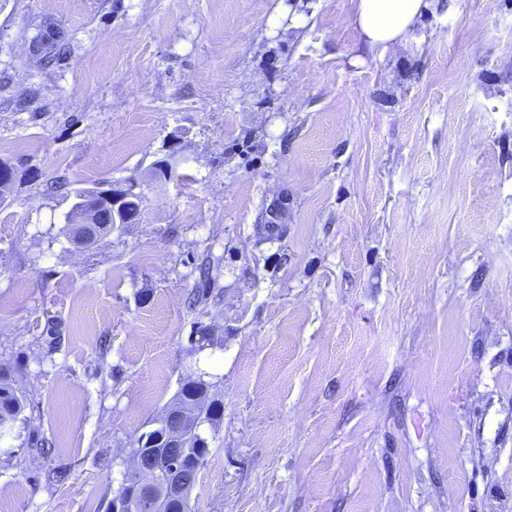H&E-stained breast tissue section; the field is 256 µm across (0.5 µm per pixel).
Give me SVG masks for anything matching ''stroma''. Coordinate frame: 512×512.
<instances>
[{
  "mask_svg": "<svg viewBox=\"0 0 512 512\" xmlns=\"http://www.w3.org/2000/svg\"><path fill=\"white\" fill-rule=\"evenodd\" d=\"M0 161V512H105L198 378L194 512H512V0L373 51L354 0H0ZM61 176L141 223L75 248ZM24 409V399L13 386L10 375L0 370V434L1 428H12ZM200 396H202L201 399H199ZM171 408L188 413L191 421L198 416L201 417L204 410L205 416L203 419L211 425L218 420L221 413L218 400L210 399L209 385L202 380H193L186 383L174 399ZM196 411H198L197 416L192 415Z\"/></svg>",
  "mask_w": 512,
  "mask_h": 512,
  "instance_id": "stroma-1",
  "label": "stroma"
}]
</instances>
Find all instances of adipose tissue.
I'll list each match as a JSON object with an SVG mask.
<instances>
[{
    "label": "adipose tissue",
    "mask_w": 512,
    "mask_h": 512,
    "mask_svg": "<svg viewBox=\"0 0 512 512\" xmlns=\"http://www.w3.org/2000/svg\"><path fill=\"white\" fill-rule=\"evenodd\" d=\"M429 5V0H357L355 20L374 49L402 41Z\"/></svg>",
    "instance_id": "1"
}]
</instances>
